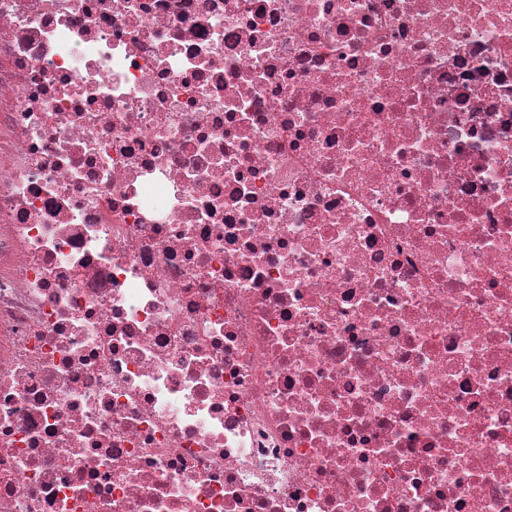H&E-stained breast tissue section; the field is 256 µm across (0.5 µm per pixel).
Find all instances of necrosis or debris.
<instances>
[{"instance_id": "4bbe7bcc", "label": "necrosis or debris", "mask_w": 512, "mask_h": 512, "mask_svg": "<svg viewBox=\"0 0 512 512\" xmlns=\"http://www.w3.org/2000/svg\"><path fill=\"white\" fill-rule=\"evenodd\" d=\"M0 512H512V0H0Z\"/></svg>"}]
</instances>
